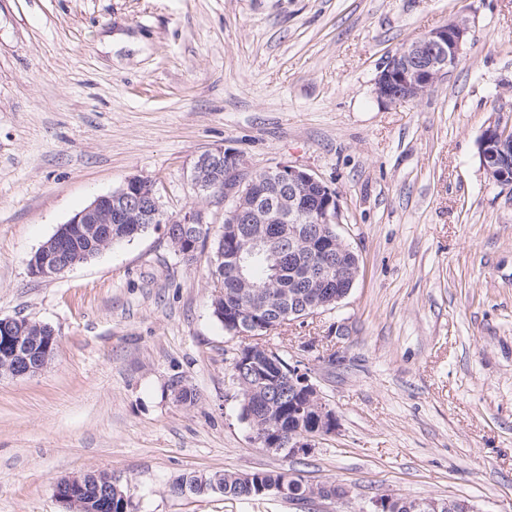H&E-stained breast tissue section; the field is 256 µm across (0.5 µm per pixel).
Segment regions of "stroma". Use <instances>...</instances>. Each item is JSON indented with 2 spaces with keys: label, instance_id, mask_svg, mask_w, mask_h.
Here are the masks:
<instances>
[{
  "label": "stroma",
  "instance_id": "obj_1",
  "mask_svg": "<svg viewBox=\"0 0 512 512\" xmlns=\"http://www.w3.org/2000/svg\"><path fill=\"white\" fill-rule=\"evenodd\" d=\"M451 21L471 28L457 65L381 102L385 57ZM510 120L512 0H0V317L58 338L39 374L0 378V512H66L56 481L97 469L133 512H368L386 494L512 512V189L478 155ZM218 147L246 178L285 162L323 180L359 258L344 300L265 337L338 417L306 456L240 419L211 250L185 261L157 226L54 278L28 266L133 177L219 235L224 199L192 181ZM258 470L347 494L175 489Z\"/></svg>",
  "mask_w": 512,
  "mask_h": 512
}]
</instances>
